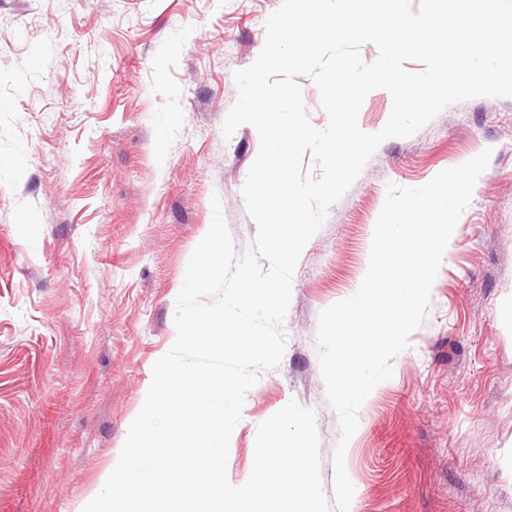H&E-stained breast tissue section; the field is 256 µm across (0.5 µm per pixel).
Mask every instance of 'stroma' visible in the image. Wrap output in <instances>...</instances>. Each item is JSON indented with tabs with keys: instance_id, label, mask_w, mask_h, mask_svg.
I'll list each match as a JSON object with an SVG mask.
<instances>
[{
	"instance_id": "stroma-1",
	"label": "stroma",
	"mask_w": 512,
	"mask_h": 512,
	"mask_svg": "<svg viewBox=\"0 0 512 512\" xmlns=\"http://www.w3.org/2000/svg\"><path fill=\"white\" fill-rule=\"evenodd\" d=\"M282 0H0V512H83L173 345L189 258L219 198L237 253L260 139L223 123ZM424 323L360 407L351 512H512V97L444 108L384 141L299 258L279 366L247 392L227 474L256 430L314 410L321 478L341 438L316 340L356 293L389 185L484 149Z\"/></svg>"
}]
</instances>
